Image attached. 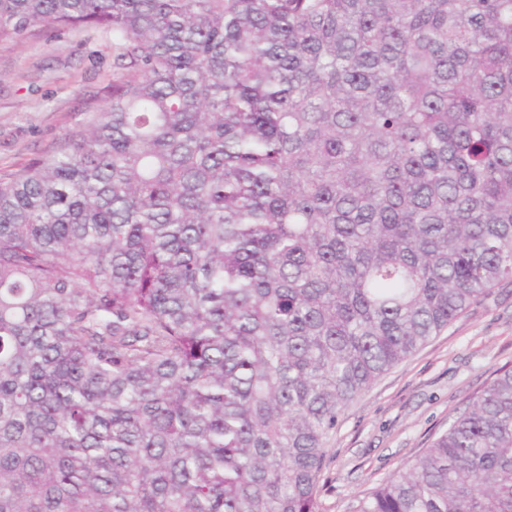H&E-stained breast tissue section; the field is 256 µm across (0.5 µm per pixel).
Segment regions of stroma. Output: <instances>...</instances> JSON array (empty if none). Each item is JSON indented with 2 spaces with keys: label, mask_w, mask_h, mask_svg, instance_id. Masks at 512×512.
Here are the masks:
<instances>
[{
  "label": "stroma",
  "mask_w": 512,
  "mask_h": 512,
  "mask_svg": "<svg viewBox=\"0 0 512 512\" xmlns=\"http://www.w3.org/2000/svg\"><path fill=\"white\" fill-rule=\"evenodd\" d=\"M112 81V42L40 30L0 43V178L51 151ZM512 366V284L473 304L448 329L386 372L340 417L319 481L320 512H349L429 447L498 369Z\"/></svg>",
  "instance_id": "35a3bbf8"
}]
</instances>
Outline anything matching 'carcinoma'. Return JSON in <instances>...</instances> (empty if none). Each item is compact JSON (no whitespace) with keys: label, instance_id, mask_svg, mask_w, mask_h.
Masks as SVG:
<instances>
[{"label":"carcinoma","instance_id":"1","mask_svg":"<svg viewBox=\"0 0 512 512\" xmlns=\"http://www.w3.org/2000/svg\"><path fill=\"white\" fill-rule=\"evenodd\" d=\"M112 84L0 179V512H318L340 415L512 282V0H0ZM353 512H512V366Z\"/></svg>","mask_w":512,"mask_h":512}]
</instances>
